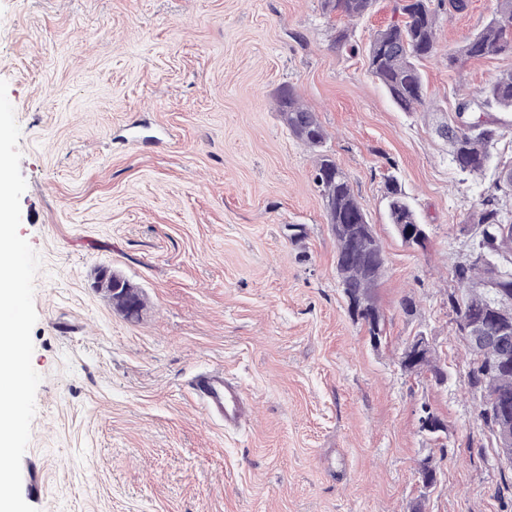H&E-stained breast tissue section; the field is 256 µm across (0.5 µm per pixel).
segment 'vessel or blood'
<instances>
[{
	"mask_svg": "<svg viewBox=\"0 0 512 512\" xmlns=\"http://www.w3.org/2000/svg\"><path fill=\"white\" fill-rule=\"evenodd\" d=\"M192 393L206 412L225 425L245 424L250 417L249 400L243 389L223 371L212 370L193 378Z\"/></svg>",
	"mask_w": 512,
	"mask_h": 512,
	"instance_id": "vessel-or-blood-1",
	"label": "vessel or blood"
}]
</instances>
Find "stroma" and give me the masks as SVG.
I'll list each match as a JSON object with an SVG mask.
<instances>
[{"label": "stroma", "instance_id": "1", "mask_svg": "<svg viewBox=\"0 0 512 512\" xmlns=\"http://www.w3.org/2000/svg\"><path fill=\"white\" fill-rule=\"evenodd\" d=\"M497 0L441 14L423 61L428 112H402L367 71L378 0L334 48L321 0H0V79L21 129L20 235L41 258L32 365L42 381L22 496L37 512H512L468 385L448 294L492 179L459 172L436 132L456 88L512 55L448 65ZM292 88L327 132L386 255L387 341L347 311L315 157L275 98ZM396 175L428 242L386 216ZM140 298L97 288L101 270ZM412 299V312L402 302ZM428 336L445 384L401 371ZM220 369L255 403L236 430L187 383ZM445 423L419 432L421 407ZM441 471L419 482L422 462Z\"/></svg>", "mask_w": 512, "mask_h": 512}]
</instances>
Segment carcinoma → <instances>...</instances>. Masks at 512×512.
I'll return each mask as SVG.
<instances>
[{
    "mask_svg": "<svg viewBox=\"0 0 512 512\" xmlns=\"http://www.w3.org/2000/svg\"><path fill=\"white\" fill-rule=\"evenodd\" d=\"M376 0H323L324 14H335L343 25L333 26L332 45L348 42L350 27L370 15ZM498 6L480 32L466 38L448 62L456 65L488 55L512 54V0H497ZM468 0H396L395 12L401 19L377 31L368 49V72L385 89L391 101L404 112L429 109L420 61L438 52L437 22L443 11L462 13ZM497 108L512 115V71L502 73L475 92L458 90L454 115L438 127L448 141L451 161L468 175L494 176V185L503 195L483 197L475 210V231L470 249L477 257L464 259L452 268V280L461 290L448 294L456 315V326L465 317L483 319L498 338L482 353H471L469 386L481 394L478 413L481 421L498 440L497 457L501 468L512 472V409L501 402L512 399V300L491 307L499 291L512 295V168L494 164V150L512 123L487 119L484 114ZM277 112L288 131L316 156L314 181L326 204L330 231L336 241V275L347 308L357 306L376 322L370 335L386 338L384 316L374 298V289L386 270V258L373 224L352 187L349 174L322 150L327 133L317 113L306 107L291 88L278 96ZM388 217L392 224H415L416 213L398 181L386 186ZM398 363L406 372L443 376L438 360L424 356L417 363L400 352Z\"/></svg>",
    "mask_w": 512,
    "mask_h": 512,
    "instance_id": "1",
    "label": "carcinoma"
}]
</instances>
